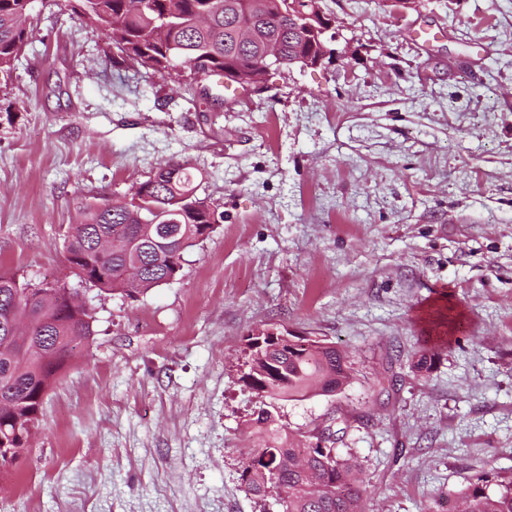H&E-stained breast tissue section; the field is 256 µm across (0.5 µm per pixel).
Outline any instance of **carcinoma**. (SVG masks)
Returning <instances> with one entry per match:
<instances>
[{
	"instance_id": "carcinoma-1",
	"label": "carcinoma",
	"mask_w": 512,
	"mask_h": 512,
	"mask_svg": "<svg viewBox=\"0 0 512 512\" xmlns=\"http://www.w3.org/2000/svg\"><path fill=\"white\" fill-rule=\"evenodd\" d=\"M86 24L101 29L121 57L161 75L176 66L208 69L212 76L264 87L259 60L269 43L290 62L313 50V31L291 15V5L320 16L321 0H64ZM30 0H0V77L10 74L29 40L24 26ZM195 175L180 163L160 168L121 200L79 206L83 221L72 225L67 265L85 273L80 282L105 294L135 297L168 283L182 268V237L215 224L214 212L195 196ZM44 289L16 284L0 271V471L15 466L27 450L25 434L39 421L45 396L69 364L71 344L90 341L92 311L68 303L61 286L62 317L37 325L34 335H11L8 314L38 321L47 305ZM348 354L330 346L296 351L271 347L251 359L249 387L273 400H300L317 390L332 395L349 383ZM255 424L263 443L251 449L241 472L257 498L286 495L283 512H364L354 465L335 444L341 430L299 445L283 433L271 411L260 409ZM462 512H512V478H485L460 494Z\"/></svg>"
}]
</instances>
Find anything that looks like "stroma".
Listing matches in <instances>:
<instances>
[{
  "mask_svg": "<svg viewBox=\"0 0 512 512\" xmlns=\"http://www.w3.org/2000/svg\"><path fill=\"white\" fill-rule=\"evenodd\" d=\"M322 8L337 59L194 98L32 0L0 83V271L67 278L80 202L171 162L217 221L143 296L78 287L95 336L0 474V512H282L240 480L265 404L296 435L344 429L366 512L512 475V0ZM268 326L345 350L350 384L265 403L243 376Z\"/></svg>",
  "mask_w": 512,
  "mask_h": 512,
  "instance_id": "stroma-1",
  "label": "stroma"
}]
</instances>
